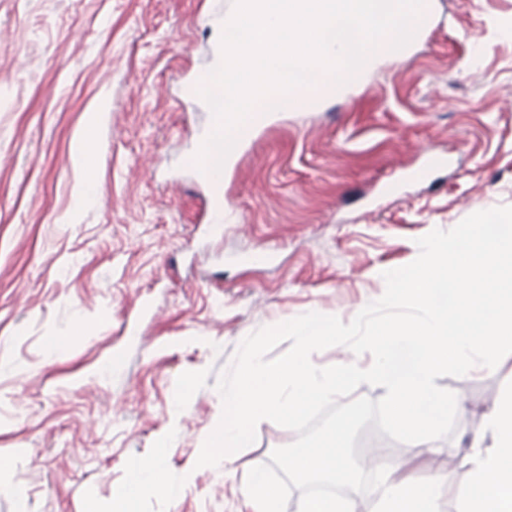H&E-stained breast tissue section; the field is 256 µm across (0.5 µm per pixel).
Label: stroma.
Instances as JSON below:
<instances>
[{
    "mask_svg": "<svg viewBox=\"0 0 512 512\" xmlns=\"http://www.w3.org/2000/svg\"><path fill=\"white\" fill-rule=\"evenodd\" d=\"M233 6L0 0V512H109L167 432L163 481L182 494L149 489L140 512H250L240 478L195 465L242 340L308 312L350 322L418 238L512 205V0H426L420 36L354 94L249 139L212 230L193 164L211 114L184 86L212 69ZM96 109L97 203L78 211L71 153ZM53 337L64 354H47ZM436 384L462 396L454 433L390 457L440 477L438 508L457 512L512 355ZM295 438L261 421L234 465Z\"/></svg>",
    "mask_w": 512,
    "mask_h": 512,
    "instance_id": "stroma-1",
    "label": "stroma"
}]
</instances>
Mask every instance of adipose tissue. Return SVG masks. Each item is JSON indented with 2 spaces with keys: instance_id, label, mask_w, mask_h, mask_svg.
I'll list each match as a JSON object with an SVG mask.
<instances>
[{
  "instance_id": "obj_1",
  "label": "adipose tissue",
  "mask_w": 512,
  "mask_h": 512,
  "mask_svg": "<svg viewBox=\"0 0 512 512\" xmlns=\"http://www.w3.org/2000/svg\"><path fill=\"white\" fill-rule=\"evenodd\" d=\"M102 119V113H89L76 137L78 147L72 161L83 178L77 194L81 207L96 201L90 190L96 166L88 146L96 138ZM482 433L492 444L487 448L478 441L472 444L470 482L457 493L459 512H512V394L485 414ZM167 447V441H159L149 457L132 464L128 481L113 493L112 512H139L141 494L162 483ZM436 488V482L418 485L400 478L396 469H387L375 512H439Z\"/></svg>"
}]
</instances>
